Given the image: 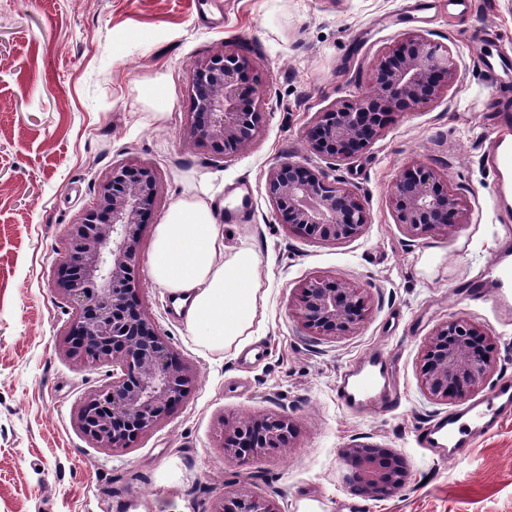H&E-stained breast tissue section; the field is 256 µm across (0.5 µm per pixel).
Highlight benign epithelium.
<instances>
[{"label": "benign epithelium", "mask_w": 512, "mask_h": 512, "mask_svg": "<svg viewBox=\"0 0 512 512\" xmlns=\"http://www.w3.org/2000/svg\"><path fill=\"white\" fill-rule=\"evenodd\" d=\"M252 61L220 51L198 60L190 73L193 108L184 130L210 153L231 157L249 147L263 119L262 99L251 85ZM457 81L448 50L412 35L381 53L370 89L317 113L307 129L309 149L326 159H349L376 141L400 112L434 100ZM267 193L280 224L321 242L363 234L368 215L359 196L323 170L281 162L267 176ZM160 200L156 169L144 162L112 166L96 202L73 224L66 257L52 281L74 315L60 340L64 357L80 368L112 365V382L85 396L74 426L92 445L123 451L154 431L192 392L194 365L173 350L152 317L136 271L141 241ZM394 223L410 237L446 235L469 223V208L433 169L413 165L391 189ZM295 315L315 336H348L368 319L363 289L323 275L299 287ZM490 335L467 318L438 325L421 355L420 389L435 404L471 395L494 371ZM298 427L286 414L260 413L220 422L224 460L259 459L292 447ZM347 478L363 495L390 497L408 479L405 459L379 445L350 443L340 451ZM210 512H281L275 501L247 483L224 494Z\"/></svg>", "instance_id": "benign-epithelium-1"}]
</instances>
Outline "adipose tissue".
I'll return each instance as SVG.
<instances>
[{"mask_svg": "<svg viewBox=\"0 0 512 512\" xmlns=\"http://www.w3.org/2000/svg\"><path fill=\"white\" fill-rule=\"evenodd\" d=\"M256 252L227 249L213 205L177 199L155 228L149 274L161 287L187 294L186 328L204 348L222 352L253 334L258 315Z\"/></svg>", "mask_w": 512, "mask_h": 512, "instance_id": "adipose-tissue-1", "label": "adipose tissue"}]
</instances>
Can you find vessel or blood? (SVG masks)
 Here are the masks:
<instances>
[{
  "label": "vessel or blood",
  "mask_w": 512,
  "mask_h": 512,
  "mask_svg": "<svg viewBox=\"0 0 512 512\" xmlns=\"http://www.w3.org/2000/svg\"><path fill=\"white\" fill-rule=\"evenodd\" d=\"M484 64L492 84L512 83V59L496 53H486ZM492 273L474 280L467 289L469 300H500L504 290L512 285V255H497ZM336 400L346 410L363 414L382 408L398 409L402 402L401 390L392 376V362L387 353L373 349L357 364L340 374L336 381ZM512 409V382L504 381L486 397L469 403L448 418L426 427L420 434V444L437 448L443 454L468 444L471 436L491 432L498 419Z\"/></svg>",
  "instance_id": "1"
}]
</instances>
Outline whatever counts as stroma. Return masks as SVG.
<instances>
[{"label": "stroma", "instance_id": "1", "mask_svg": "<svg viewBox=\"0 0 512 512\" xmlns=\"http://www.w3.org/2000/svg\"><path fill=\"white\" fill-rule=\"evenodd\" d=\"M0 0V512H210L239 483L300 512H512V412L451 459L419 447L432 419L457 410L421 392L418 366L428 336L455 317L492 336L495 369L482 398L512 378V313L466 299L502 237L504 175L484 165L499 136L495 116L512 107V87H492L481 64L491 46L512 57V0ZM419 33L447 46L456 83L434 102L395 116L352 160L310 152L316 112L366 92L377 56ZM233 49L248 55L265 115L248 149L219 159L184 137L187 86L198 59ZM158 85L162 119L143 98ZM150 162L161 181L152 222L171 204L211 186L223 209L226 188L248 182L243 222L224 226V244L259 257V313L246 346L217 353L167 314L169 293L149 276L153 232L137 276L154 319L198 382L183 405L134 447H94L73 411L112 379L110 366L74 367L59 339L71 309L51 288L69 224L90 209L113 164ZM294 161L326 171L360 197L363 234L318 243L286 231L266 193L270 169ZM443 174L470 208L448 235L412 238L395 224L390 191L412 164ZM325 275L363 288L370 314L355 333L311 335L293 315L298 287ZM392 358L404 392L393 413L354 415L336 402L338 374L372 348ZM282 413L298 426L292 448L228 463L221 418ZM378 444L402 455L409 480L398 495L371 499L344 479L339 451Z\"/></svg>", "mask_w": 512, "mask_h": 512}]
</instances>
